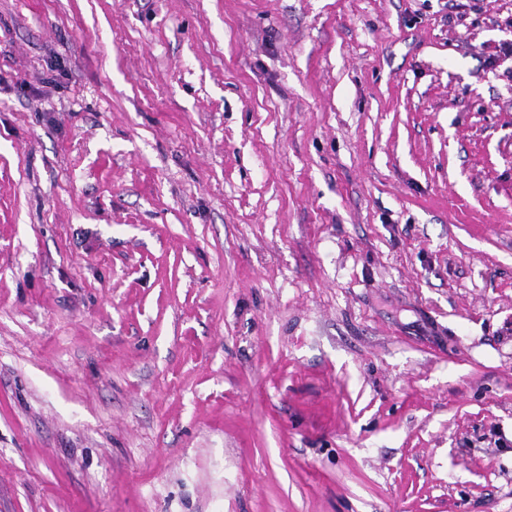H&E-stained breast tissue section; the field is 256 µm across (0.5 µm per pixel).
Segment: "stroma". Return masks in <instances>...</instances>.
<instances>
[{"instance_id": "stroma-1", "label": "stroma", "mask_w": 512, "mask_h": 512, "mask_svg": "<svg viewBox=\"0 0 512 512\" xmlns=\"http://www.w3.org/2000/svg\"><path fill=\"white\" fill-rule=\"evenodd\" d=\"M512 0H0V512H512Z\"/></svg>"}]
</instances>
